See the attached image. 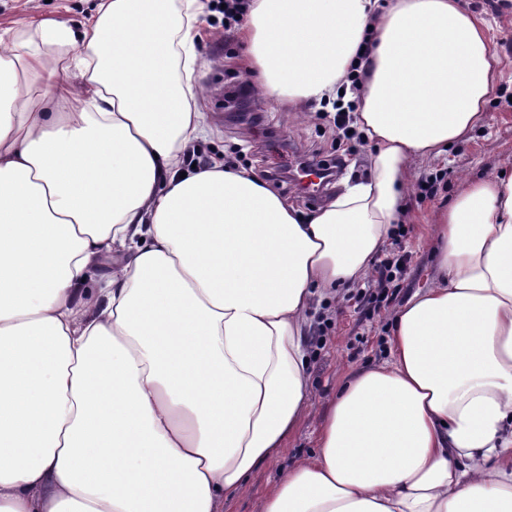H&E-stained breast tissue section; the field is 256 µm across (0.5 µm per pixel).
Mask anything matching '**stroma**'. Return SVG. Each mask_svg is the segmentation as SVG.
<instances>
[{
    "label": "stroma",
    "instance_id": "1",
    "mask_svg": "<svg viewBox=\"0 0 512 512\" xmlns=\"http://www.w3.org/2000/svg\"><path fill=\"white\" fill-rule=\"evenodd\" d=\"M464 9L482 19L499 58V78L491 91L487 123L470 140L449 145L447 153L413 159L411 187L407 198V233L389 239L384 254H405L407 271L400 281L397 301L405 303L420 288L438 284L434 257L433 226L440 210L448 207L466 183L493 176L512 163V0H461ZM91 0H0V29L33 23L45 17L80 25L92 12ZM199 61L193 82L202 89L197 108L213 129L203 145L204 158H224L256 173L276 194L298 211L310 213L334 197L338 185L330 183L320 200H310L291 180L286 154L302 158L334 160L338 149L348 151L342 177L359 180L368 176L375 150L363 135L341 139L334 125V110L310 103L303 117L287 115L255 91L250 102L262 120L251 124L236 114L234 93L249 76L241 68L237 32L225 29L224 16L204 12L200 22ZM435 178L432 194L421 186ZM393 309L372 313L344 300L313 304L308 336L324 333L322 345L311 346L308 376L311 398L303 420L271 460L255 470L248 489L224 503V512H262L266 494L288 468L310 457L316 449V434L339 386L362 368L382 364L389 358L387 336Z\"/></svg>",
    "mask_w": 512,
    "mask_h": 512
}]
</instances>
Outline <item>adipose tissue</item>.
Segmentation results:
<instances>
[{
    "label": "adipose tissue",
    "instance_id": "1",
    "mask_svg": "<svg viewBox=\"0 0 512 512\" xmlns=\"http://www.w3.org/2000/svg\"><path fill=\"white\" fill-rule=\"evenodd\" d=\"M203 9L0 30V512H224L306 412L314 299L368 273L411 160L486 120L497 55L457 0H247L263 93L359 101L370 175L304 216L234 163L186 170ZM434 235L438 285L263 512H512V166Z\"/></svg>",
    "mask_w": 512,
    "mask_h": 512
}]
</instances>
